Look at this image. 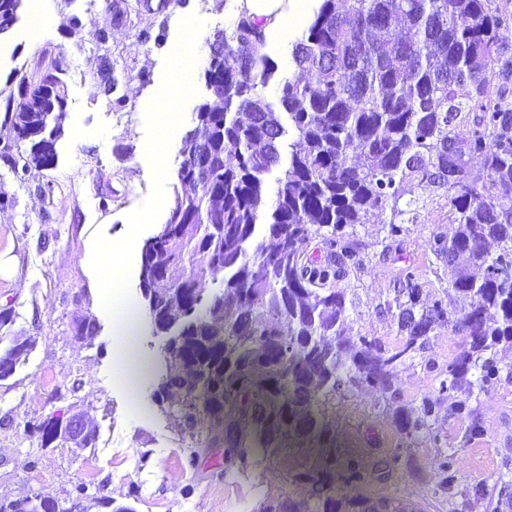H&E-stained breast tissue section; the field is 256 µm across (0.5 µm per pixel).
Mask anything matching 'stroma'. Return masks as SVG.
Listing matches in <instances>:
<instances>
[{
	"label": "stroma",
	"instance_id": "1",
	"mask_svg": "<svg viewBox=\"0 0 512 512\" xmlns=\"http://www.w3.org/2000/svg\"><path fill=\"white\" fill-rule=\"evenodd\" d=\"M239 13L236 0H187L175 8L162 45L135 43L127 29L114 31L113 44L128 46L127 64L144 73L147 85L134 108L115 110L94 92L90 76L102 52L100 14L83 17L77 38L67 33L69 11L48 0L38 33L20 19L9 37L0 40V81L16 67L35 68L44 53L64 57L81 80L69 83V112L58 142V164L42 176L19 183L0 166V191L9 196L0 207V256L13 259L11 275H0V311L12 321L0 328V353L12 337H36L25 362L0 381V498L39 495L55 500L60 512H110L94 505L104 496L128 504L136 512H255L259 503L287 497L300 512H310L314 488L284 484L267 472L256 456L248 472L225 473L223 448H210L189 462L173 421L154 401L156 384L166 372L164 335L143 320L140 347L149 373L140 392L128 390L113 369L112 318L101 296L106 271L99 261L108 242H128L132 254L159 224L171 202L181 157L179 148L191 126L193 110L204 97L200 75L206 66V41L215 30L230 28ZM195 41L194 68L183 96L171 108L174 129L166 141L168 177H161L149 149L157 139L153 91L168 79L173 50ZM52 194L40 190L46 181ZM111 193L102 206V193ZM421 207L416 224L401 247L388 246L384 227L388 212H375L369 223L354 227L362 260L343 285L352 305L347 319L352 336H374L393 345L399 340L396 319L381 312L403 268L420 267L437 297L448 287L445 265L428 249L433 235L451 236L445 191L413 187ZM94 317L92 340L78 342L72 331L76 317ZM459 337L436 330L425 349L397 373L391 394L362 388L336 401L332 440L314 441L313 455L332 451L337 461L356 458L364 478L344 484L351 498H386L410 505L414 512H512V349L500 348L498 383L473 400V414H451V399L430 431L405 437L392 417L393 407L417 408L437 394L446 367L459 350ZM76 396H67L72 384ZM88 408L96 425L94 447L80 449L59 441L41 447L29 425ZM480 435H472V428ZM451 459L456 480L439 483V464Z\"/></svg>",
	"mask_w": 512,
	"mask_h": 512
}]
</instances>
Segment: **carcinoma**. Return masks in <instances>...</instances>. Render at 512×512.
<instances>
[{"label": "carcinoma", "instance_id": "obj_1", "mask_svg": "<svg viewBox=\"0 0 512 512\" xmlns=\"http://www.w3.org/2000/svg\"><path fill=\"white\" fill-rule=\"evenodd\" d=\"M25 0H0V38ZM71 8L69 36L83 25L81 0ZM103 13L96 93L121 110L135 103L144 82L111 60L112 28H136L135 3L97 0ZM512 19L494 0H317L292 44L294 71L278 74L266 53L264 24L241 10L210 51L197 104L184 136L176 187L166 222L139 255L146 310L156 331L171 336L169 375L156 400L196 458L224 445V467L245 469L257 450L274 467L294 448L297 466L285 482L316 489L311 512H370L371 504L340 493L336 481H358L362 468L341 470L329 454H307L330 431L336 394L350 388H391L406 361L420 354L438 327L461 337L438 395L419 409L393 410L405 435L428 431L441 396L470 412V400L496 383L494 350L512 346V54L499 30ZM67 65L11 70L0 86V123L13 141L0 161L24 183L57 164L56 143L68 107ZM276 85L268 99L263 89ZM299 148L281 163L283 138ZM480 157L488 181H470L468 160ZM279 168L274 195L266 175ZM448 188L454 236H436L430 252L448 266V295L422 302L426 283L402 269L394 295L380 310L397 318L401 336L389 346L373 336L345 333L347 289L336 287L358 267L348 229L390 211L385 239L400 243L414 223L419 200L407 187ZM323 259L307 257L311 240ZM495 242V252L487 250ZM206 261L217 289L200 287L194 266ZM84 341L95 334L87 315L73 325ZM36 339L16 336L0 353V381L32 351ZM224 424L204 433L198 416ZM41 446L55 443L54 424L33 426Z\"/></svg>", "mask_w": 512, "mask_h": 512}]
</instances>
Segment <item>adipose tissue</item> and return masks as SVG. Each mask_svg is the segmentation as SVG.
<instances>
[{"mask_svg": "<svg viewBox=\"0 0 512 512\" xmlns=\"http://www.w3.org/2000/svg\"><path fill=\"white\" fill-rule=\"evenodd\" d=\"M252 18L267 29L284 30L302 22L310 13L313 0H241ZM107 304L113 315V367L124 377L141 376L145 361L138 351V317L132 301L117 287H109Z\"/></svg>", "mask_w": 512, "mask_h": 512, "instance_id": "adipose-tissue-1", "label": "adipose tissue"}]
</instances>
